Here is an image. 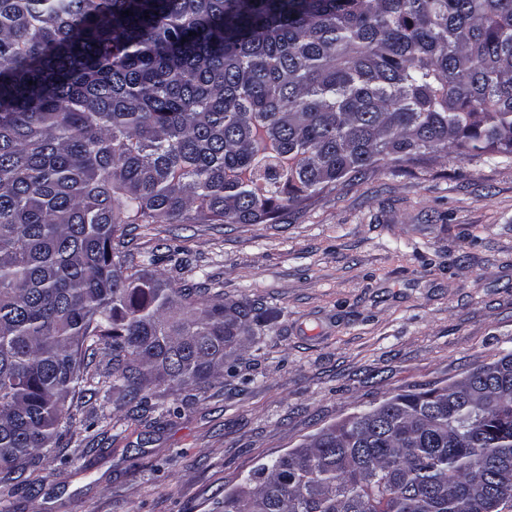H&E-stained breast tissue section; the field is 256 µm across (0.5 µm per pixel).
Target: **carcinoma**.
<instances>
[{
  "instance_id": "carcinoma-1",
  "label": "carcinoma",
  "mask_w": 512,
  "mask_h": 512,
  "mask_svg": "<svg viewBox=\"0 0 512 512\" xmlns=\"http://www.w3.org/2000/svg\"><path fill=\"white\" fill-rule=\"evenodd\" d=\"M512 157V0H0V483L112 387L212 385L247 303L128 224H262L384 161ZM512 510V354L256 466L223 512Z\"/></svg>"
}]
</instances>
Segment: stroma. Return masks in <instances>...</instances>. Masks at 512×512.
<instances>
[{"mask_svg": "<svg viewBox=\"0 0 512 512\" xmlns=\"http://www.w3.org/2000/svg\"><path fill=\"white\" fill-rule=\"evenodd\" d=\"M127 265L258 309L244 356L203 390L95 396L9 512H221L257 464L385 400L441 388L512 352V159L452 153L360 179L262 224H133Z\"/></svg>", "mask_w": 512, "mask_h": 512, "instance_id": "1", "label": "stroma"}]
</instances>
